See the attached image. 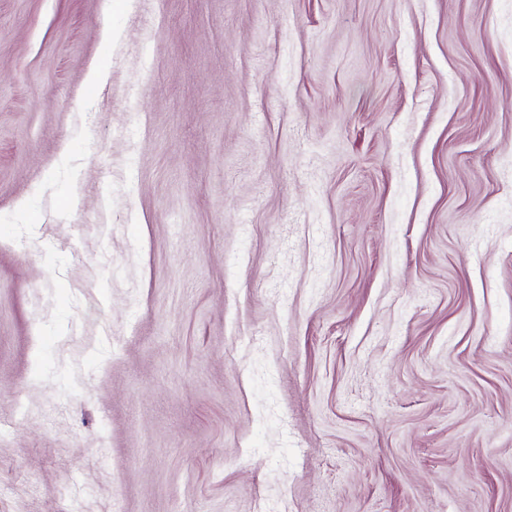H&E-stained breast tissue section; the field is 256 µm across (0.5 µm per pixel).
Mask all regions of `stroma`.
I'll use <instances>...</instances> for the list:
<instances>
[{"instance_id": "obj_1", "label": "stroma", "mask_w": 512, "mask_h": 512, "mask_svg": "<svg viewBox=\"0 0 512 512\" xmlns=\"http://www.w3.org/2000/svg\"><path fill=\"white\" fill-rule=\"evenodd\" d=\"M1 420L0 512H512V0H0Z\"/></svg>"}]
</instances>
